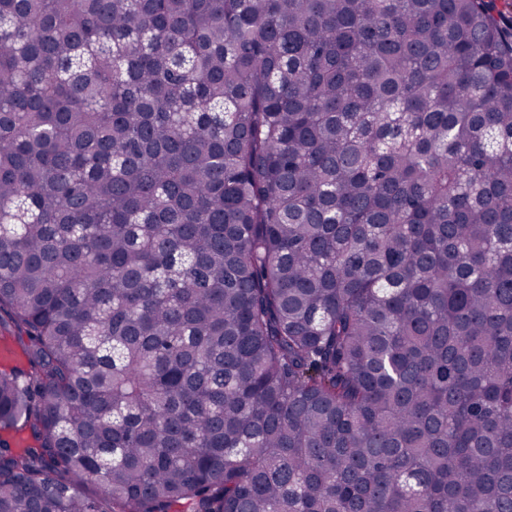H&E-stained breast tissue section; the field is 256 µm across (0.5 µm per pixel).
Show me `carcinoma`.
<instances>
[{
  "mask_svg": "<svg viewBox=\"0 0 512 512\" xmlns=\"http://www.w3.org/2000/svg\"><path fill=\"white\" fill-rule=\"evenodd\" d=\"M496 0H0V512H512ZM22 341L17 330L11 327H0V370H9L14 366L26 368L21 356Z\"/></svg>",
  "mask_w": 512,
  "mask_h": 512,
  "instance_id": "cac0c4a2",
  "label": "carcinoma"
}]
</instances>
